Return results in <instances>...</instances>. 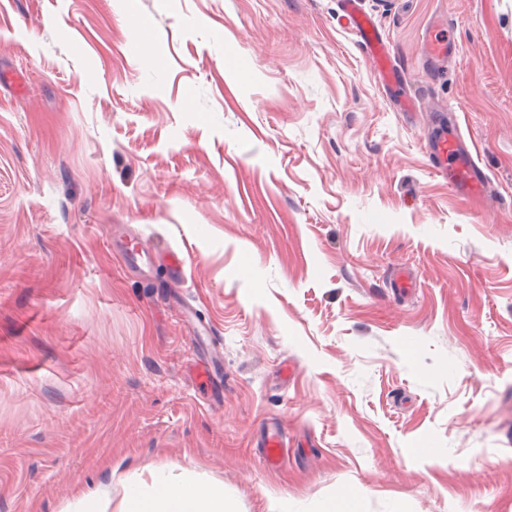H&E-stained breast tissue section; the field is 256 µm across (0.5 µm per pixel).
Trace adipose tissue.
I'll return each instance as SVG.
<instances>
[{
	"label": "adipose tissue",
	"mask_w": 512,
	"mask_h": 512,
	"mask_svg": "<svg viewBox=\"0 0 512 512\" xmlns=\"http://www.w3.org/2000/svg\"><path fill=\"white\" fill-rule=\"evenodd\" d=\"M118 512H230L224 490L177 479L162 471L151 474L150 484L131 486Z\"/></svg>",
	"instance_id": "1"
}]
</instances>
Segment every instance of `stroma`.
I'll use <instances>...</instances> for the list:
<instances>
[{"instance_id":"35a3bbf8","label":"stroma","mask_w":512,"mask_h":512,"mask_svg":"<svg viewBox=\"0 0 512 512\" xmlns=\"http://www.w3.org/2000/svg\"><path fill=\"white\" fill-rule=\"evenodd\" d=\"M127 7L0 0V512L154 470L235 512H512V0H362L412 116L340 0H135L149 58ZM448 122L484 200L432 172ZM454 50L455 45L450 39L446 35L438 36V32L431 34L425 43L426 55L434 61L447 59ZM259 446L264 448L262 460L269 467L277 466L278 462L282 460L284 456V441L277 426L271 425L266 429Z\"/></svg>"}]
</instances>
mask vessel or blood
<instances>
[{"label":"vessel or blood","mask_w":512,"mask_h":512,"mask_svg":"<svg viewBox=\"0 0 512 512\" xmlns=\"http://www.w3.org/2000/svg\"><path fill=\"white\" fill-rule=\"evenodd\" d=\"M342 18L362 45L367 57L387 88L398 90L404 85L403 73L395 70L389 48L371 18L360 11V0H341ZM455 50L447 36L431 34L425 43L427 56L435 61L448 58ZM429 154L432 170L448 183L453 190L471 197L481 198L487 191L489 177L480 166L474 144L465 143L455 127L442 130L430 143ZM260 446L262 460L268 466H277L284 456V442L277 426H269L263 434Z\"/></svg>","instance_id":"obj_1"}]
</instances>
